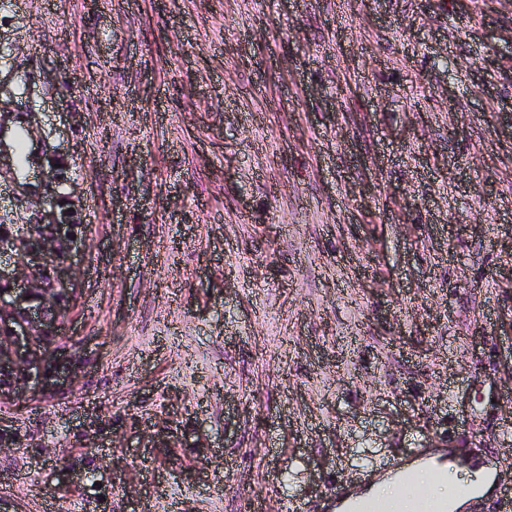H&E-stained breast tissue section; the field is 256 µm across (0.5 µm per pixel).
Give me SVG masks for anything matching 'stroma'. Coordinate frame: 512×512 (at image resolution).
Listing matches in <instances>:
<instances>
[{"mask_svg": "<svg viewBox=\"0 0 512 512\" xmlns=\"http://www.w3.org/2000/svg\"><path fill=\"white\" fill-rule=\"evenodd\" d=\"M13 124L83 369L0 402V512H321L427 447L512 512V0H0Z\"/></svg>", "mask_w": 512, "mask_h": 512, "instance_id": "obj_1", "label": "stroma"}]
</instances>
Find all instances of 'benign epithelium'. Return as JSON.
Returning <instances> with one entry per match:
<instances>
[{"mask_svg":"<svg viewBox=\"0 0 512 512\" xmlns=\"http://www.w3.org/2000/svg\"><path fill=\"white\" fill-rule=\"evenodd\" d=\"M44 224H0V401L34 383L63 394L81 377L74 344L61 333L77 297L71 271L83 225L73 211L46 212Z\"/></svg>","mask_w":512,"mask_h":512,"instance_id":"1","label":"benign epithelium"}]
</instances>
